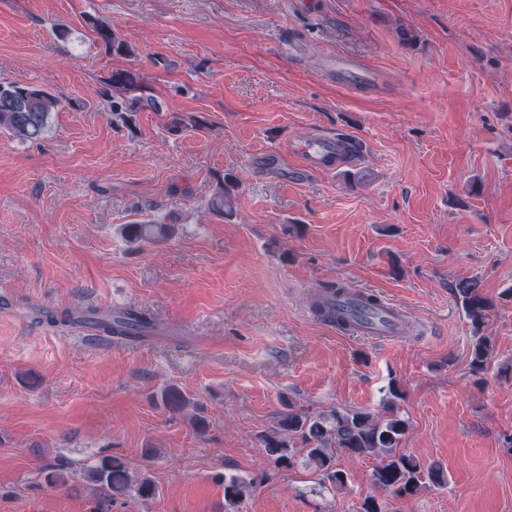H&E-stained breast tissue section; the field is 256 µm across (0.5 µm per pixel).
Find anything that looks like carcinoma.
I'll return each mask as SVG.
<instances>
[{
    "label": "carcinoma",
    "instance_id": "carcinoma-1",
    "mask_svg": "<svg viewBox=\"0 0 512 512\" xmlns=\"http://www.w3.org/2000/svg\"><path fill=\"white\" fill-rule=\"evenodd\" d=\"M94 29L106 49L116 53L127 51V46L111 27L97 23ZM111 84L118 91L139 89L138 77L128 70L114 71ZM60 105L61 100L44 89L18 83L0 84V132L21 142L39 140L48 132L52 113ZM209 207L217 214H232V200L227 188L221 187L212 195ZM120 235L127 243L139 248L164 237L165 228L162 224H123ZM455 290L473 331L470 367L475 372L483 371L493 347L492 337L486 333L491 305L481 293V284L476 279L459 281ZM47 323L64 327L80 324L98 328L105 336L121 338L141 337L152 329V324L132 309L100 311L90 308L80 315L71 311L59 315L50 313ZM160 400L170 411L180 410L185 403L183 394L176 388L161 391ZM407 431L408 421L392 404L387 414L380 417L368 410L334 409L327 414H312L291 409L281 416L275 429L264 435L263 447L267 456L285 468L294 465L296 455H302L306 465L334 488H343L349 481L348 473L336 467L337 452L357 457L372 456L378 460L371 472L373 485L402 496L416 492L425 479L434 484L445 481L441 469L432 465L426 467L416 457L400 451ZM68 475L63 464L44 469V480L53 486L66 484ZM87 477L96 495L93 512H104L115 497L133 495L149 501L158 494V486L151 475L135 474L124 462L110 456L102 457L88 467ZM252 488V481L239 476L224 479L225 505L235 507Z\"/></svg>",
    "mask_w": 512,
    "mask_h": 512
}]
</instances>
